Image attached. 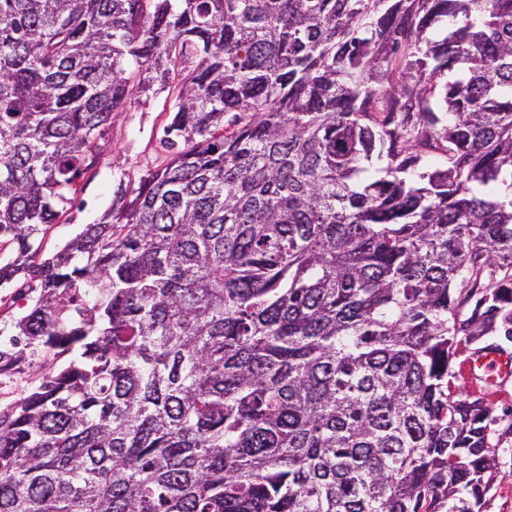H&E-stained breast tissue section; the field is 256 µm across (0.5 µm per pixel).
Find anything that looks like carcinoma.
I'll list each match as a JSON object with an SVG mask.
<instances>
[{"label": "carcinoma", "mask_w": 512, "mask_h": 512, "mask_svg": "<svg viewBox=\"0 0 512 512\" xmlns=\"http://www.w3.org/2000/svg\"><path fill=\"white\" fill-rule=\"evenodd\" d=\"M167 156L55 254L98 141ZM0 512H483L512 339V0H0ZM28 288H21V282L15 285V288H0V324L3 325L15 322L17 318L21 317L30 301ZM22 292V293H20ZM472 347L463 342L457 349L452 360L453 371L457 376L453 380L454 385L462 397L470 400L479 398L485 406L494 409V414L501 415L502 410L512 408V378L508 382H501L500 379L490 382L475 380L469 374ZM484 361L479 362L473 366L483 370L484 372L492 373V376L503 378L511 375V358L507 353L492 352L487 353ZM21 371H13L0 375V410L13 404L21 396L38 384L37 367H21Z\"/></svg>", "instance_id": "carcinoma-1"}]
</instances>
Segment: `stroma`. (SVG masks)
Wrapping results in <instances>:
<instances>
[{
    "label": "stroma",
    "instance_id": "stroma-1",
    "mask_svg": "<svg viewBox=\"0 0 512 512\" xmlns=\"http://www.w3.org/2000/svg\"><path fill=\"white\" fill-rule=\"evenodd\" d=\"M171 105L166 94L147 100L138 110L123 113L105 135V151L94 173L81 179V189L71 209L46 231L42 250L59 251L75 237L83 225L92 223L112 202V188L121 175L137 176L160 164L163 127ZM471 346L460 345L452 360L454 385L464 397L481 399L495 412L512 408V380L490 382L474 379L469 373ZM498 479L486 495L485 512H512V433L498 431Z\"/></svg>",
    "mask_w": 512,
    "mask_h": 512
}]
</instances>
